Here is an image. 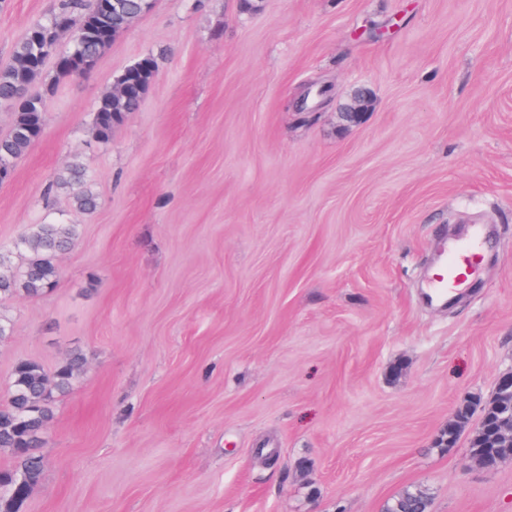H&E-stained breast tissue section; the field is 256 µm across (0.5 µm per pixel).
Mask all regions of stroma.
<instances>
[{"label":"stroma","mask_w":512,"mask_h":512,"mask_svg":"<svg viewBox=\"0 0 512 512\" xmlns=\"http://www.w3.org/2000/svg\"><path fill=\"white\" fill-rule=\"evenodd\" d=\"M54 3L0 0V65ZM150 52L98 144V99ZM42 82L0 245L59 219L78 237L49 295L0 298V404L19 361L84 370L19 512H383L408 488L512 512V459L475 464L469 426L439 444L512 372V0H154L92 73ZM73 161L94 213L43 201ZM476 224L479 276L427 303L441 241ZM147 64L137 73L136 85L127 92L112 91L103 95L93 113L95 137L99 143L107 144L112 139V129L124 118L138 109L158 69V58L147 54Z\"/></svg>","instance_id":"obj_1"}]
</instances>
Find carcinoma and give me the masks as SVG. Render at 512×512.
Instances as JSON below:
<instances>
[{
    "label": "carcinoma",
    "mask_w": 512,
    "mask_h": 512,
    "mask_svg": "<svg viewBox=\"0 0 512 512\" xmlns=\"http://www.w3.org/2000/svg\"><path fill=\"white\" fill-rule=\"evenodd\" d=\"M115 3L106 11H97L85 0H57L54 14L79 18V26L63 47H54L55 39L38 40L34 34L50 24L51 19L37 20L15 45L13 63L0 68V105L13 109L9 133L0 138V165L15 166L41 137L45 105L28 95L29 87L38 80L43 65L33 64L37 56L52 51L80 53L100 58L113 40L146 14V0H108ZM147 64L137 73L136 85L127 92L103 95L93 113V127L98 142L107 144L112 129L136 111L158 69V58L146 55ZM65 191L76 209L90 213L99 204L85 167L73 163L48 186L47 193ZM77 236V225L34 224L11 248L0 246V295L22 293L39 297L53 288L58 278L56 258L67 251ZM24 252L26 259L19 272L12 268L13 251ZM83 358L77 356L58 368L48 378L42 367L32 361L17 363L11 374L7 403L0 406V450L10 453L13 465L0 471V512H16L17 505L42 479L44 461L39 454L46 424L53 418V391L68 390L77 379ZM512 417V388L495 393L492 402L482 410L485 425L471 441V453L481 461L485 451L494 449L512 456V437H507L503 418ZM430 512V498L421 490H405L387 502L384 512Z\"/></svg>",
    "instance_id": "carcinoma-1"
}]
</instances>
